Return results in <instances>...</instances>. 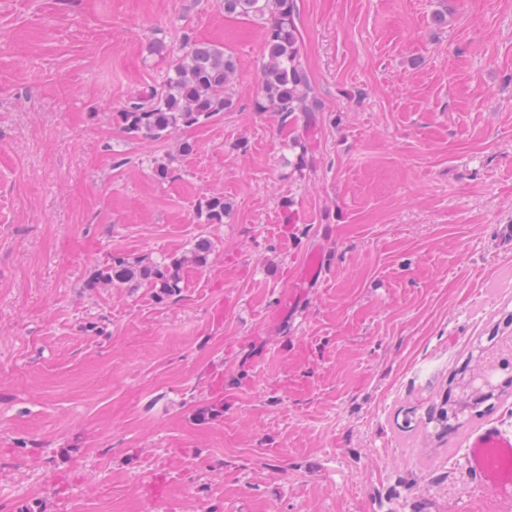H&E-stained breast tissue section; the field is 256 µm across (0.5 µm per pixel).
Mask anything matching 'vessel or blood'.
I'll return each mask as SVG.
<instances>
[{
  "label": "vessel or blood",
  "instance_id": "vessel-or-blood-1",
  "mask_svg": "<svg viewBox=\"0 0 512 512\" xmlns=\"http://www.w3.org/2000/svg\"><path fill=\"white\" fill-rule=\"evenodd\" d=\"M326 274L325 256L321 249H312L294 277L288 291L280 296L275 310L277 319L293 318L297 300L306 288ZM465 468L472 486L498 500L512 501V436L496 426L487 425L471 431L466 438Z\"/></svg>",
  "mask_w": 512,
  "mask_h": 512
}]
</instances>
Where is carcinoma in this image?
I'll return each mask as SVG.
<instances>
[{
	"mask_svg": "<svg viewBox=\"0 0 512 512\" xmlns=\"http://www.w3.org/2000/svg\"><path fill=\"white\" fill-rule=\"evenodd\" d=\"M224 12L267 23L258 108L279 113L284 123L296 112L314 111L300 64L294 0H224ZM235 70L234 57L224 47L195 44L175 58L161 87L129 99L117 118L127 134L154 139L167 136L172 129L202 126L233 108L229 86ZM200 210L207 223H224V198L208 196L200 202ZM179 266L178 261L133 266L118 260L100 274V279L108 284L146 280L160 295L169 297L180 288ZM511 388L512 376L503 384L492 380L477 388L466 380L441 402L429 420L446 433L450 421L495 397L508 395Z\"/></svg>",
	"mask_w": 512,
	"mask_h": 512,
	"instance_id": "obj_1",
	"label": "carcinoma"
}]
</instances>
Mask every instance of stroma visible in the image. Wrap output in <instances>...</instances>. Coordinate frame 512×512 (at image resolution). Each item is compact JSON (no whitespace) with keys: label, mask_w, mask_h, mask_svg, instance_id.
<instances>
[{"label":"stroma","mask_w":512,"mask_h":512,"mask_svg":"<svg viewBox=\"0 0 512 512\" xmlns=\"http://www.w3.org/2000/svg\"><path fill=\"white\" fill-rule=\"evenodd\" d=\"M295 3L317 109L285 123L266 25L224 0H0V512H512L464 470L512 399L428 422L512 336V0ZM195 43L235 58L233 108L125 133ZM315 244L292 338L272 312ZM119 257L181 260L180 291L99 282Z\"/></svg>","instance_id":"stroma-1"}]
</instances>
